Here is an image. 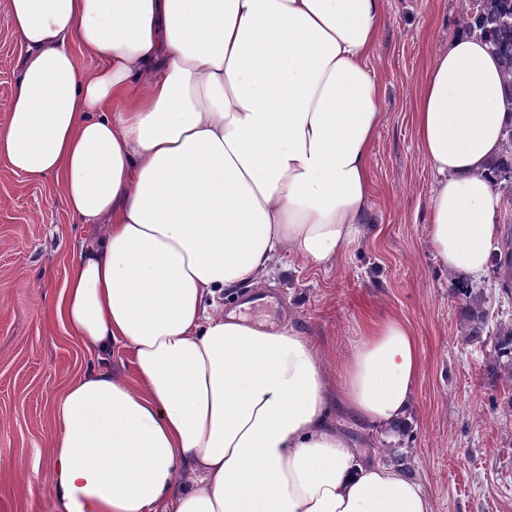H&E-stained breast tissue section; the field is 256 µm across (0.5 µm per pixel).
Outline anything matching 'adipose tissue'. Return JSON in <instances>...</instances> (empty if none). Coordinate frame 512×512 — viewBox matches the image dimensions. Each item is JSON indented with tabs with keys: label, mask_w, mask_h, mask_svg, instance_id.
Returning a JSON list of instances; mask_svg holds the SVG:
<instances>
[{
	"label": "adipose tissue",
	"mask_w": 512,
	"mask_h": 512,
	"mask_svg": "<svg viewBox=\"0 0 512 512\" xmlns=\"http://www.w3.org/2000/svg\"><path fill=\"white\" fill-rule=\"evenodd\" d=\"M385 3L9 0L22 75L0 160L55 176L95 227L58 305L96 363L56 406V512H433L340 428L394 443L410 423L420 355L404 322L373 324L329 374L290 324L204 304L263 290L282 251L328 268L362 238ZM415 126L438 175L431 245L479 279L512 112L478 35L438 49Z\"/></svg>",
	"instance_id": "1"
}]
</instances>
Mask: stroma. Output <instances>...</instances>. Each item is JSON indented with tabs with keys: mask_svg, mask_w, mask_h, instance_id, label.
Masks as SVG:
<instances>
[{
	"mask_svg": "<svg viewBox=\"0 0 512 512\" xmlns=\"http://www.w3.org/2000/svg\"><path fill=\"white\" fill-rule=\"evenodd\" d=\"M473 0H387L370 59L382 120L370 150L373 222L350 257L318 268L288 252L272 261L265 301L250 290L215 303L253 322H290L316 341L327 369L380 317L406 321L422 348L412 422L383 444L364 425L345 431L415 478L433 512H512V383L497 372V338L470 337L459 276L428 235L435 176L414 126L415 104L438 45L459 30ZM20 47L0 0V126L19 78ZM95 234L68 211L54 177L31 181L0 161V512H55L51 494L55 405L91 355L56 307L81 243ZM506 266L469 281L491 326L512 322Z\"/></svg>",
	"mask_w": 512,
	"mask_h": 512,
	"instance_id": "obj_1",
	"label": "stroma"
}]
</instances>
